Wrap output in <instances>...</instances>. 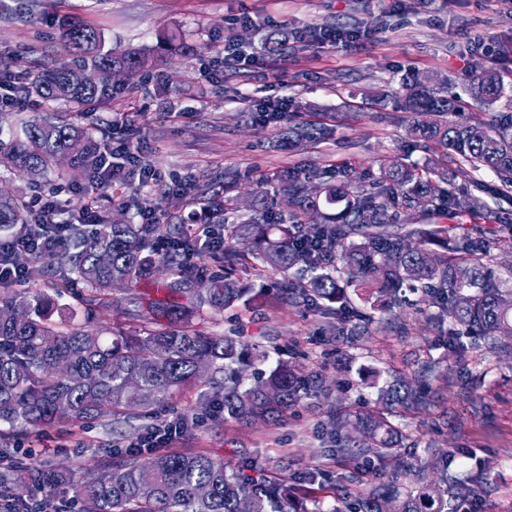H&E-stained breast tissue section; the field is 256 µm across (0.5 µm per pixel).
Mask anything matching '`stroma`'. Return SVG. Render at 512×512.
<instances>
[{"instance_id":"obj_1","label":"stroma","mask_w":512,"mask_h":512,"mask_svg":"<svg viewBox=\"0 0 512 512\" xmlns=\"http://www.w3.org/2000/svg\"><path fill=\"white\" fill-rule=\"evenodd\" d=\"M63 13L95 24L112 50L145 49L155 57L154 68L137 74L133 84L113 80L111 100L95 114L102 126L126 128L140 159L165 177L224 193L226 223L245 221L244 197L288 170L312 181L347 178L363 189L395 161L433 167L450 172L448 189L460 203L451 235L493 240L488 268L512 276V201L499 196L497 178L486 169L461 172L458 161L415 147L406 133L410 116L394 98L405 74L446 77L449 92L464 95L477 60L512 83V0H0V70L20 82L59 56L53 18ZM245 15L254 26L239 25ZM326 25L359 28L362 38L335 50L289 42L287 53L271 56L265 78L246 69L210 74L225 34L249 49L286 28ZM269 95L288 97L298 120L326 124L332 137L276 146L277 128L256 122L249 111L251 99ZM0 190L27 208L55 197L67 222L77 220L83 204L75 186L53 175L38 188L27 177L1 172ZM96 198L101 207L125 203L124 218L134 224L145 212L184 217L202 203L198 196L176 199L134 182L104 184ZM476 199L484 210H470ZM238 276L261 290L263 306L205 311L195 316L194 329L238 336L259 348L265 357L251 361L253 371L269 370L288 353L301 374L325 376L329 396L303 400L282 420L245 426L203 410L199 389L188 387L123 433L107 421L64 420L15 429V446L33 449L41 461L91 468L148 427L190 412L194 425L174 449L233 464L256 459L287 481L314 472L315 481L300 490L307 512H331L347 467L336 455L330 418L375 409L366 379L394 373L415 379L429 363L435 372L428 405L392 407L388 419L423 463L444 459L449 474L478 479L482 512H512V349L483 341L449 347L444 327L422 305L364 309L365 335L340 345L330 331L334 314L288 303L282 273L259 264L239 269Z\"/></svg>"}]
</instances>
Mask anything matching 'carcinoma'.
Here are the masks:
<instances>
[{
    "instance_id": "cac0c4a2",
    "label": "carcinoma",
    "mask_w": 512,
    "mask_h": 512,
    "mask_svg": "<svg viewBox=\"0 0 512 512\" xmlns=\"http://www.w3.org/2000/svg\"><path fill=\"white\" fill-rule=\"evenodd\" d=\"M62 47L69 59L54 60L19 86L46 104L64 102L70 112H45L18 121L8 138L0 139V169L54 173L81 182L100 168L103 152L100 125L85 107L108 100L112 84H81L87 69H118L125 78L152 64L146 54L117 53L105 48L101 30L84 21L61 22ZM435 80L401 82L400 108L413 116L410 137L425 148L455 155L473 171H492L504 190H512V114L490 121H452L457 100L434 91ZM469 94L481 111H491L505 97L500 75L481 67L471 77ZM324 126L288 122L281 141L288 145L326 139ZM70 168L57 169L60 155ZM274 194L288 197V216L269 206L268 192H254L251 217L231 225L230 238L258 250L267 267L287 273L298 269L307 280L288 288L287 300L323 308L336 303V335H359L347 289L373 308L405 302L403 289L419 294V302L436 309L434 318L448 324V343L456 345L458 328L476 330L492 345L512 340V279L489 270L484 258L492 242L463 237L448 244V227L439 224L454 214L448 174L413 164L383 171L370 188L352 190L340 181L304 182L290 171L279 177ZM320 211L321 221L305 224L301 217ZM416 215L420 223L400 224ZM9 228L23 240L32 231L23 206L0 197V229ZM39 255L18 250L13 262L31 275L46 278L60 270L87 285L82 315L55 307L46 293L0 294V309L12 313L0 322V423L31 428L59 420H108L115 428L130 424L166 403L187 385L205 388L203 395L220 405L224 419L256 424L276 420L302 398L328 391L320 374L301 376L286 360L246 384L242 373L248 348L236 336H206L192 328L203 307L214 312L242 306L258 307L260 292L246 288L231 271L246 260L239 249L218 255L228 272L207 281L208 287L187 282H153L155 297L147 298L154 322L142 331L112 329V296L116 279L133 291L127 303H142L136 287L159 267L180 268L182 247L145 251L148 241L179 239L174 224H116L98 215L93 224L72 223L61 236L52 225L42 229ZM98 322L100 329L86 325ZM376 400L418 407L421 392L401 375L374 381ZM336 452L359 458L377 448L388 451L392 482L368 493L345 490L333 512H448V500L468 499L479 487L471 478L448 476V466L424 475L425 465L404 451V436L381 413L354 412L333 422ZM15 449L0 447V487L24 484L40 495L37 502L12 501L14 512H60L57 502L68 497L78 512H300L293 489L268 481L253 464L233 466L206 453L162 448H126L103 458L95 467L64 468L53 464L12 463ZM405 477L409 483L399 482Z\"/></svg>"
}]
</instances>
